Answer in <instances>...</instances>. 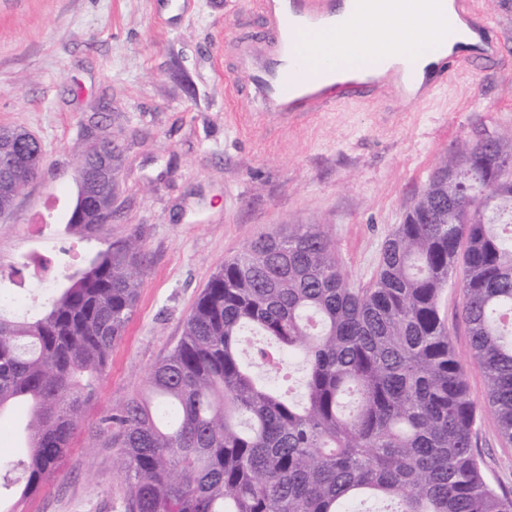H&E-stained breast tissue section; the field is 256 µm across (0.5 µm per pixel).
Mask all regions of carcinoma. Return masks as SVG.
I'll list each match as a JSON object with an SVG mask.
<instances>
[{
  "label": "carcinoma",
  "mask_w": 512,
  "mask_h": 512,
  "mask_svg": "<svg viewBox=\"0 0 512 512\" xmlns=\"http://www.w3.org/2000/svg\"><path fill=\"white\" fill-rule=\"evenodd\" d=\"M33 149L1 140L13 168L0 204L32 173ZM459 170L450 183L448 170ZM99 208L74 207L82 235ZM145 275L136 235L110 245L40 317L0 314V410L29 406L23 484L5 512L60 472ZM454 287L485 406L512 445V133L443 157L358 288L319 224H290L226 259L150 373L151 397L103 416L119 430L122 512H512L486 477L479 408L441 297ZM265 338L254 358L242 336Z\"/></svg>",
  "instance_id": "1"
}]
</instances>
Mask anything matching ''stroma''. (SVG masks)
I'll use <instances>...</instances> for the list:
<instances>
[{
    "label": "stroma",
    "instance_id": "stroma-1",
    "mask_svg": "<svg viewBox=\"0 0 512 512\" xmlns=\"http://www.w3.org/2000/svg\"><path fill=\"white\" fill-rule=\"evenodd\" d=\"M499 52L452 74L423 106L395 90L286 122L252 94L229 103L262 47L253 0H0V126L39 139L36 181L0 223V312L34 316L112 243L138 233L146 275L125 333L88 407L86 430L140 395L181 336L211 275L260 236L321 224L350 280L369 286L386 240L446 151L512 131V0H477ZM114 138L112 220L66 230L77 154ZM472 399L486 382L459 317L442 300ZM26 410L0 413V474L22 457ZM77 436L59 476L25 512H120L124 474L106 437ZM478 446L491 482L512 486V446L483 410Z\"/></svg>",
    "mask_w": 512,
    "mask_h": 512
}]
</instances>
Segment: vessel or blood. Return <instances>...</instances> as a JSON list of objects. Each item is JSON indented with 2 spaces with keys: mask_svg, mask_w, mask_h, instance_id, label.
Segmentation results:
<instances>
[{
  "mask_svg": "<svg viewBox=\"0 0 512 512\" xmlns=\"http://www.w3.org/2000/svg\"><path fill=\"white\" fill-rule=\"evenodd\" d=\"M457 2L476 25L475 55L493 57L495 46L486 36L488 19L473 0ZM254 7L263 19L259 37L266 55L252 72L248 88L264 111L293 116L321 112L380 90V83L366 77L326 82L325 65L303 59L296 48L297 32L325 27L343 14L357 12V0H255Z\"/></svg>",
  "mask_w": 512,
  "mask_h": 512,
  "instance_id": "obj_1",
  "label": "vessel or blood"
}]
</instances>
